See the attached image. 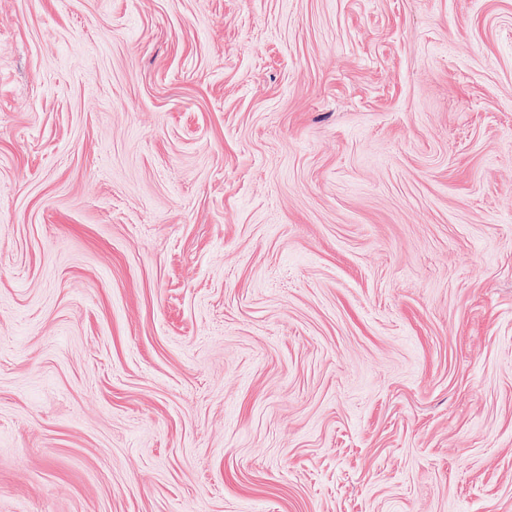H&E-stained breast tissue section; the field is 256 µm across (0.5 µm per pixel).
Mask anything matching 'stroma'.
I'll use <instances>...</instances> for the list:
<instances>
[{
	"label": "stroma",
	"mask_w": 512,
	"mask_h": 512,
	"mask_svg": "<svg viewBox=\"0 0 512 512\" xmlns=\"http://www.w3.org/2000/svg\"><path fill=\"white\" fill-rule=\"evenodd\" d=\"M0 512H512V0H0Z\"/></svg>",
	"instance_id": "1"
}]
</instances>
